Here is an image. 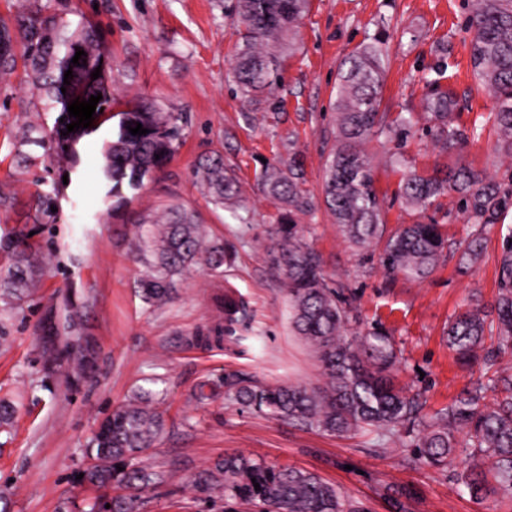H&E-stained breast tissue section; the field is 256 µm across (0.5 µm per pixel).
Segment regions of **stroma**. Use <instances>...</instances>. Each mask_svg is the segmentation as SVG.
Instances as JSON below:
<instances>
[{
	"instance_id": "35a3bbf8",
	"label": "stroma",
	"mask_w": 512,
	"mask_h": 512,
	"mask_svg": "<svg viewBox=\"0 0 512 512\" xmlns=\"http://www.w3.org/2000/svg\"><path fill=\"white\" fill-rule=\"evenodd\" d=\"M234 0H0V24L16 29L33 8L55 16L58 35L94 26L106 49L118 105L146 98L181 114L185 139L153 182L120 210L105 198L101 148L118 120L84 136L79 164L56 157L46 141L59 115L54 103L0 74V237L20 235L39 252L37 286L24 301L0 302V401L13 403L10 433L0 434V512H58L82 502L76 476L99 421L139 388L161 392L166 423L143 459L167 479L142 494L136 512H222L223 502L194 490L203 471L227 454L314 472L336 484L366 512H395L399 489L410 490L408 512H505L491 497L477 500L458 484L459 464L437 469L408 465L397 437L365 431L326 435L269 419L225 399V375L244 383H317L319 364L292 327L288 296L270 267L267 231L283 206L256 181L264 163L299 158L301 187L314 203L299 218L325 274L352 303L360 329L387 331L402 354L397 378L419 395L425 416L448 407L482 377L481 365L457 362L446 331L468 307L494 315L503 236L512 206L498 223L475 230L453 196L421 212L405 206L400 183L407 170L429 175L450 163L419 121L414 134L366 144L388 230L417 222L442 225L448 240L467 243L480 233L483 253L470 271L455 257L440 260L428 278L387 274L380 247L357 249L338 231L323 201L324 166L336 140L335 100L341 61L375 34L386 41L381 109L423 110V79L445 68L456 92L457 121L479 128L463 147V163L512 191V151L503 147L489 114L492 99L469 61L467 0H310L281 81L267 98L241 95L233 78L237 42ZM37 128L44 143L24 137ZM30 160L19 165V153ZM220 157L241 187L242 219L214 205L192 175L199 161ZM63 181L60 219L34 224V204L51 181ZM178 203L196 211L207 240L233 246L223 275L199 269L185 275L174 300L144 304L136 293L142 273L132 250L142 213ZM247 303L253 317L242 345L200 346L198 331L224 318L225 296ZM81 313L80 338L94 348L85 373L66 348L64 303ZM206 381L212 398L194 397Z\"/></svg>"
}]
</instances>
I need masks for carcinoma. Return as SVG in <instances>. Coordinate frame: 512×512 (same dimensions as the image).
Returning a JSON list of instances; mask_svg holds the SVG:
<instances>
[{
  "mask_svg": "<svg viewBox=\"0 0 512 512\" xmlns=\"http://www.w3.org/2000/svg\"><path fill=\"white\" fill-rule=\"evenodd\" d=\"M308 0H236L235 14L243 25L238 30L233 72L242 95L254 99L270 92L280 81L283 53L293 46L295 30L307 10ZM465 29L470 34V63L479 85L494 100L493 118L500 138L512 150V0H467ZM20 38L0 26V73L10 74L22 65L23 79L68 111L58 80L65 70L60 51L80 48L99 62L105 56L95 30L85 24L69 31L57 44L56 21L50 16L19 22ZM92 71L80 75L78 84L88 93L104 89L105 76L92 79ZM385 74L384 42L360 45L341 64L334 109L336 143L330 150L324 176V203L342 235L359 248L383 242L380 261L390 274L424 279L448 247L438 224H405L385 235L381 203L375 187L374 166L364 150L366 142L397 130L409 135L413 113L389 117L380 111ZM429 93L425 109L433 122L437 142L448 152L458 150L477 129L466 131L455 123V92L444 84V73L425 78ZM149 130L133 135L128 127ZM184 140L181 117L165 112L147 100L127 102L120 112L117 131L102 149V172L111 184L112 211L127 205V193L137 194L150 174L163 168ZM160 158H155V155ZM212 203L232 205L240 186L221 158L206 159L194 171ZM298 160L284 171L266 167L259 176L263 190L282 201L286 212L271 228L269 250L272 269L287 290L292 323L315 354L322 384L280 385L253 383L238 386L224 379L226 391L237 404L274 419L330 435L362 429L411 434L418 426L424 433L409 444L408 460L414 465L444 467L462 455L472 462L458 473V481L478 498L500 494L512 505V373L497 367L498 359L512 356V228L503 237L499 264L496 319L487 323L477 309L459 312L448 325V344L462 362L480 357L486 336L496 338L494 352L484 357L494 369L491 388L502 394L496 403H485L483 388L469 391L427 423L419 416L416 401L397 383L392 372L397 355L390 336L374 328L353 336L349 325L354 308L339 298L325 278L319 256L304 239L296 217L312 210L299 188ZM455 194L467 221L478 227L497 223L512 193H505L486 177L456 164L443 174L424 176L415 171L403 175L401 196L406 205L426 210L442 196ZM56 192L37 198L35 221L56 223ZM480 241L473 240L460 253L459 262L471 267L481 256ZM0 253L11 264L0 268V299L6 303L30 296L36 252L20 240L0 237ZM135 256L143 267L139 296L149 306L172 299L177 278L197 268L224 273L231 255L222 242L205 240L195 213L181 204H170L160 213L141 215L136 229ZM231 298L224 300V324L196 340L221 344L236 341V326L243 323ZM160 394L140 389L112 410L99 424L86 455L95 464L83 470L80 483L95 489H117L110 497L112 512H134L139 495L161 484L166 474L138 461L165 430L159 411ZM466 432L467 442L458 448L456 433ZM260 489H255L254 483ZM203 494L216 493L229 506L244 504L251 512H363L338 486L301 469L280 468L262 460L231 454L195 481Z\"/></svg>",
  "mask_w": 512,
  "mask_h": 512,
  "instance_id": "obj_1",
  "label": "carcinoma"
}]
</instances>
